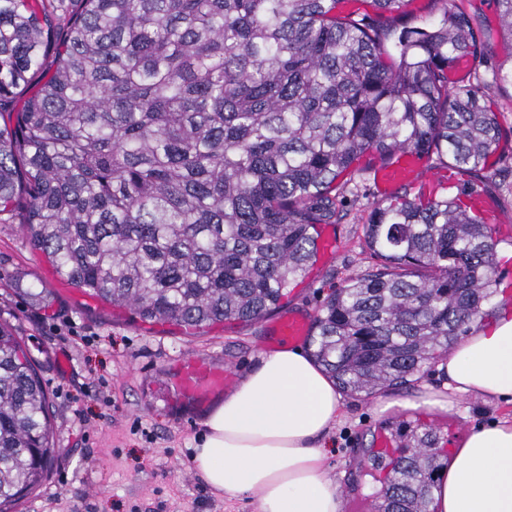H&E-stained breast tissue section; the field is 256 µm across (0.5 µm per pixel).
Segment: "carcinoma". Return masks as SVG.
<instances>
[{
  "label": "carcinoma",
  "mask_w": 512,
  "mask_h": 512,
  "mask_svg": "<svg viewBox=\"0 0 512 512\" xmlns=\"http://www.w3.org/2000/svg\"><path fill=\"white\" fill-rule=\"evenodd\" d=\"M0 0V214L55 273L142 322H258L316 264L364 157L432 155L473 179L502 129L489 85L448 89L484 53L460 3L412 25L408 0ZM512 38V0H495ZM380 267L316 316L313 357L342 391L412 384L497 293V239L443 194L372 208ZM50 396L0 323V512L54 460ZM437 439L390 462L377 512H428Z\"/></svg>",
  "instance_id": "carcinoma-1"
}]
</instances>
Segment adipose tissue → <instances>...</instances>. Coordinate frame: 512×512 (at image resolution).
Here are the masks:
<instances>
[{"mask_svg": "<svg viewBox=\"0 0 512 512\" xmlns=\"http://www.w3.org/2000/svg\"><path fill=\"white\" fill-rule=\"evenodd\" d=\"M442 368L448 391L385 399L394 409L447 413L470 397L512 403V304L498 301L489 324L468 334ZM335 382L300 346L261 357L206 415L194 468L225 498L254 496L258 512H343L337 479L324 465L329 435L343 417ZM430 512H512V415L470 429L438 471Z\"/></svg>", "mask_w": 512, "mask_h": 512, "instance_id": "adipose-tissue-1", "label": "adipose tissue"}]
</instances>
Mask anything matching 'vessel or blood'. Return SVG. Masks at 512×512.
<instances>
[{"label": "vessel or blood", "mask_w": 512, "mask_h": 512, "mask_svg": "<svg viewBox=\"0 0 512 512\" xmlns=\"http://www.w3.org/2000/svg\"><path fill=\"white\" fill-rule=\"evenodd\" d=\"M423 156L401 152L391 163L377 167L374 183L378 199L392 198L401 186H409L420 199L433 198L448 193L457 196L462 208L475 218L495 226L502 232L512 231V216L501 211L496 197L482 191L460 193L459 174L455 169L436 174H425ZM318 250L322 259L332 260L337 252V237L333 226L323 224L317 228ZM310 332L307 316L288 312L282 314L271 326L267 348L299 343ZM232 374L223 367L204 359H188L181 363L176 394L184 400L206 401L211 395L231 386Z\"/></svg>", "instance_id": "obj_1"}]
</instances>
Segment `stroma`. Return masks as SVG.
<instances>
[{
	"instance_id": "stroma-1",
	"label": "stroma",
	"mask_w": 512,
	"mask_h": 512,
	"mask_svg": "<svg viewBox=\"0 0 512 512\" xmlns=\"http://www.w3.org/2000/svg\"><path fill=\"white\" fill-rule=\"evenodd\" d=\"M477 25L492 35L490 58H477L468 82L491 84L503 136L488 164L483 191L512 213V87L494 88L492 71L512 68V39L497 24L493 0H464ZM377 201L372 184L340 206L335 258L289 288L284 310L317 316L331 288L380 261L365 244L363 225ZM0 322L23 336L52 402L55 460L43 484L16 512H256L252 497L226 499L195 471L192 450L203 432L208 403L179 404L172 384L187 357L209 359L243 378L264 352L266 321L218 325L183 333L117 314L60 279L20 225L0 222ZM439 368L424 369L413 384L381 395H344L343 420L330 435L325 466L342 484L345 512H368L362 489L386 470L366 450L381 433L398 448L433 430L439 447L494 420L500 407L470 398L464 413H375L378 399H407L439 391Z\"/></svg>"
}]
</instances>
